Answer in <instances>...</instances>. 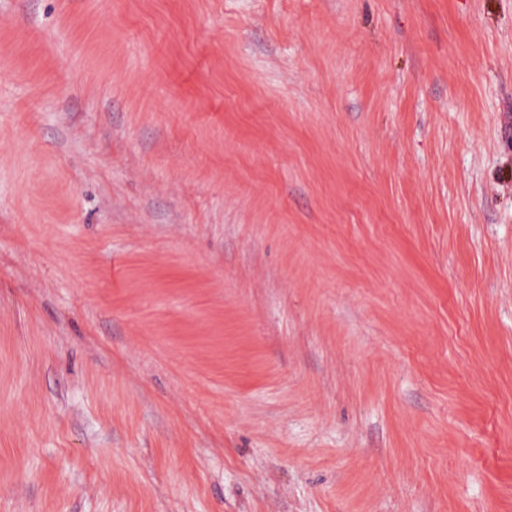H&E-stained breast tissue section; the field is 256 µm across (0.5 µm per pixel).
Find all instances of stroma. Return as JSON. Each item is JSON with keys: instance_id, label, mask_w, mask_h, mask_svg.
Masks as SVG:
<instances>
[{"instance_id": "35a3bbf8", "label": "stroma", "mask_w": 512, "mask_h": 512, "mask_svg": "<svg viewBox=\"0 0 512 512\" xmlns=\"http://www.w3.org/2000/svg\"><path fill=\"white\" fill-rule=\"evenodd\" d=\"M0 512H512V0H0Z\"/></svg>"}]
</instances>
